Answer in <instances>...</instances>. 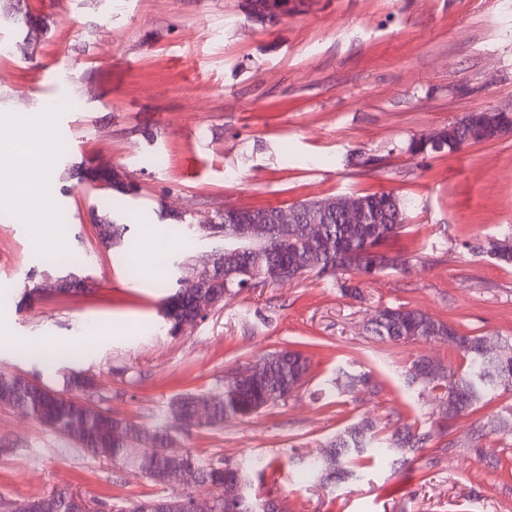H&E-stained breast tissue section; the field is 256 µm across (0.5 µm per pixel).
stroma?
I'll use <instances>...</instances> for the list:
<instances>
[{"instance_id": "stroma-1", "label": "stroma", "mask_w": 512, "mask_h": 512, "mask_svg": "<svg viewBox=\"0 0 512 512\" xmlns=\"http://www.w3.org/2000/svg\"><path fill=\"white\" fill-rule=\"evenodd\" d=\"M304 2L272 25L251 19L247 0H28L49 24L33 54L20 30L0 26V115L29 113L34 130L50 120L46 146L61 168L50 202L66 217L43 238L36 211L0 204V372L62 393L82 371L95 381L87 398L96 409L170 425L177 450L202 463L272 460L255 490L286 499L288 512H512V450L491 431L483 454L471 446L476 421L512 407V392L497 391L478 416L447 419L442 390L408 385L406 372L420 357L459 367L455 346L394 343L367 329L377 309L404 306L512 340V265L463 246L512 229V134L456 153L407 150L468 113L512 104V0ZM93 166L125 171L139 195L71 175ZM374 192L412 202L390 243L411 258L407 272L362 282L357 298L313 274L251 288L169 334L163 299L188 263L224 245L199 226L213 210ZM94 209L122 227L119 244H101ZM177 212L194 223H176ZM132 258L150 265L151 283L130 281ZM63 270L88 288L26 299ZM48 337L81 350L29 349ZM282 349L310 365L286 401L217 427L173 426V399L218 392L226 372ZM341 368L370 374L379 390L321 396ZM364 416L386 436L403 423L447 436L402 467L388 456L364 461L352 483L303 482L293 458L321 452ZM55 489L109 505L165 492L0 404V502Z\"/></svg>"}]
</instances>
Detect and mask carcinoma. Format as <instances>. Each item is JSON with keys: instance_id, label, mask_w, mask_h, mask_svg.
Returning <instances> with one entry per match:
<instances>
[{"instance_id": "carcinoma-1", "label": "carcinoma", "mask_w": 512, "mask_h": 512, "mask_svg": "<svg viewBox=\"0 0 512 512\" xmlns=\"http://www.w3.org/2000/svg\"><path fill=\"white\" fill-rule=\"evenodd\" d=\"M5 2L7 7L0 9V21L6 20L21 27L26 32L28 43H38L48 30L47 21L32 13L26 0ZM445 149L455 152L462 149V144L453 139L435 147L423 139H415L410 142L407 151L420 154ZM87 177L121 195L133 196L138 193L136 184L115 182L108 170L91 169L81 173V178ZM361 199L366 202L374 223L347 224L341 215L331 212L323 224L328 245L318 248L317 256L311 260L306 258L308 247L301 242L305 225H293L288 242H281L277 238L279 225L275 224L271 208L241 209L233 215H226L224 210L219 209L214 211L208 223L224 225V247L238 251V267L241 269L275 264L295 274L314 273L324 277L327 267L332 266L338 274L352 271L369 280L388 270L400 273L406 271L411 264L410 257L391 251L389 242L402 231L410 202L384 192L366 194ZM91 219L93 223L104 224L110 229V233L102 237V240L108 246L114 244L119 228L110 216L93 212ZM238 224H258L262 233L254 239H235L232 233ZM481 249L496 261L512 265L511 233L488 240ZM195 295L196 289L192 288L189 278L185 277L180 287L164 299V322L169 332H175L182 320L194 316ZM370 331L391 342L446 341L450 336L456 337L457 347L467 361L466 369L456 372L440 365L433 376L420 380L416 371L424 367V363L419 359L409 370L412 381L444 388V396L452 405V409L448 410L450 419L475 415L486 397L499 389L512 390V345L507 342L498 341L496 347L487 349L484 347L486 337L461 335L452 324L423 311L405 307L378 309L371 319ZM274 355L276 358L265 364L259 375L224 381L223 392L214 395L209 425L215 427L232 418H250L264 408L288 398V380L295 375H307L308 359L303 353L289 349L276 351ZM341 378L353 387H364L370 383L373 389L379 388V384L373 382L367 374H351L340 370L336 379ZM194 401V397L184 396L172 403V413L179 414L185 428L198 426V422L193 420ZM12 405L63 434L73 426L82 427L84 435L79 439L82 447L97 456L122 462L158 485L165 484L163 451L170 438L167 428L155 427L150 430L143 425L127 422L121 435L114 436L111 433L110 416L89 405H79L63 397L55 398L37 389L16 393ZM376 435L375 424L360 420L336 433L325 445L326 451L321 457L299 460V472L305 480L312 482L356 479L357 462L380 452L375 447ZM432 437L430 431L404 424L392 435V450L404 456L426 447ZM140 438L150 439L152 447L137 459H127L123 449ZM183 459L191 474L186 494L204 492L212 496L215 512H228L224 493L233 491L237 493L234 512H262L261 505L265 500L252 496L251 489L254 479L261 477L270 464L258 458L227 468L204 465L187 453ZM75 497L74 492L52 491L17 505L14 512H74ZM175 497L177 494L174 493L129 500L116 512H151L154 503Z\"/></svg>"}]
</instances>
